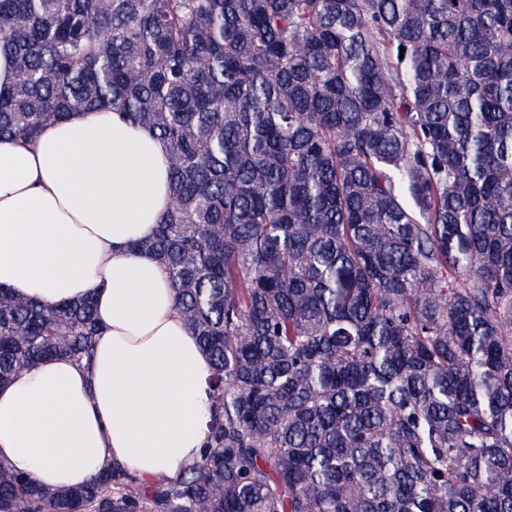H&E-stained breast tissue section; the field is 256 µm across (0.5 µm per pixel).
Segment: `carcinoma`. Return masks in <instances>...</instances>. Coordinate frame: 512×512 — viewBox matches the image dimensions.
Here are the masks:
<instances>
[{"mask_svg": "<svg viewBox=\"0 0 512 512\" xmlns=\"http://www.w3.org/2000/svg\"><path fill=\"white\" fill-rule=\"evenodd\" d=\"M0 47V140L111 109L166 144L132 250L212 392L179 480L0 464V512H512V0H0ZM99 330L0 288V385Z\"/></svg>", "mask_w": 512, "mask_h": 512, "instance_id": "carcinoma-1", "label": "carcinoma"}]
</instances>
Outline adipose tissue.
<instances>
[{"mask_svg": "<svg viewBox=\"0 0 512 512\" xmlns=\"http://www.w3.org/2000/svg\"><path fill=\"white\" fill-rule=\"evenodd\" d=\"M170 206L167 148L115 111L0 141V287L45 304L93 295L90 360L46 359L0 386V463L68 489L120 465L151 482L200 459L209 360L164 267L131 251Z\"/></svg>", "mask_w": 512, "mask_h": 512, "instance_id": "obj_1", "label": "adipose tissue"}]
</instances>
